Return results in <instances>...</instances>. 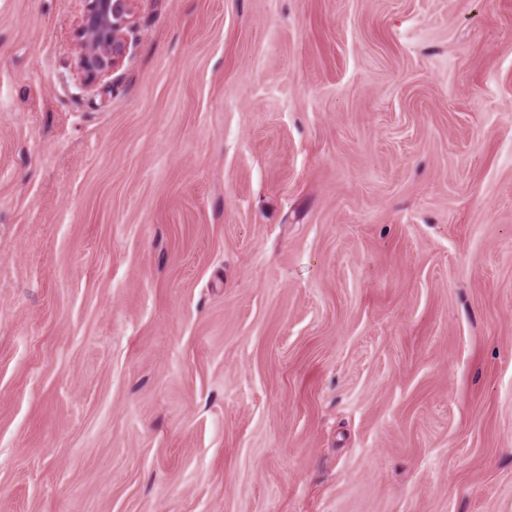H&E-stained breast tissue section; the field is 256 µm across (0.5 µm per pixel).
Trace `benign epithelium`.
Segmentation results:
<instances>
[{"label":"benign epithelium","instance_id":"benign-epithelium-1","mask_svg":"<svg viewBox=\"0 0 512 512\" xmlns=\"http://www.w3.org/2000/svg\"><path fill=\"white\" fill-rule=\"evenodd\" d=\"M75 66L91 85L123 62L134 28L135 0H82Z\"/></svg>","mask_w":512,"mask_h":512}]
</instances>
